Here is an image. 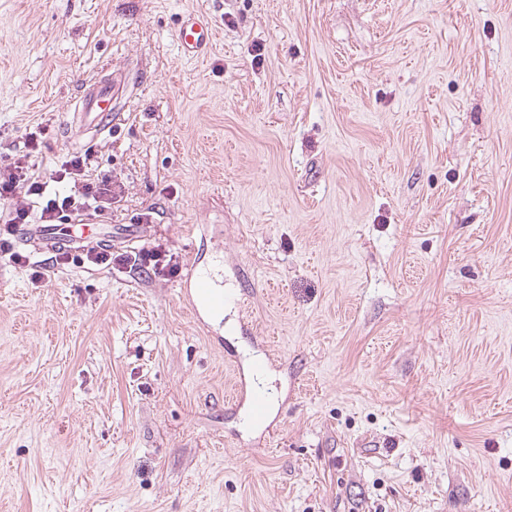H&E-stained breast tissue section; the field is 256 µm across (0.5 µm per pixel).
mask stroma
Segmentation results:
<instances>
[{
  "mask_svg": "<svg viewBox=\"0 0 512 512\" xmlns=\"http://www.w3.org/2000/svg\"><path fill=\"white\" fill-rule=\"evenodd\" d=\"M40 123L246 309L0 257V512H512V0H0V157ZM178 39L184 52L197 56L210 45L212 29L196 15L189 13L178 29ZM82 93L77 102V113L74 117L81 127L109 129L122 116L112 111V91L115 88V77L112 72L102 68L98 77L82 85ZM113 112V113H112Z\"/></svg>",
  "mask_w": 512,
  "mask_h": 512,
  "instance_id": "stroma-1",
  "label": "stroma"
}]
</instances>
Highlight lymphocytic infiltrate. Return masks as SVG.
<instances>
[{"mask_svg": "<svg viewBox=\"0 0 512 512\" xmlns=\"http://www.w3.org/2000/svg\"><path fill=\"white\" fill-rule=\"evenodd\" d=\"M120 194L112 181H93L88 160L80 155L63 156L49 169L19 161L0 168V253L14 264H27L7 239L13 226L56 224L85 211L106 214Z\"/></svg>", "mask_w": 512, "mask_h": 512, "instance_id": "lymphocytic-infiltrate-1", "label": "lymphocytic infiltrate"}]
</instances>
